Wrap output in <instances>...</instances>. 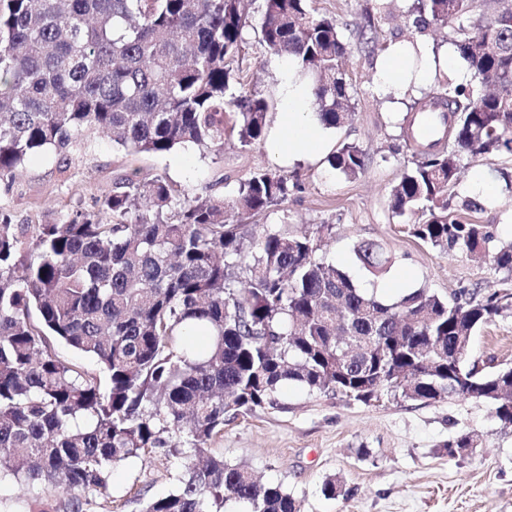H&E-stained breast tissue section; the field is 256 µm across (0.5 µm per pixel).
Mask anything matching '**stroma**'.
I'll list each match as a JSON object with an SVG mask.
<instances>
[{
  "instance_id": "1",
  "label": "stroma",
  "mask_w": 512,
  "mask_h": 512,
  "mask_svg": "<svg viewBox=\"0 0 512 512\" xmlns=\"http://www.w3.org/2000/svg\"><path fill=\"white\" fill-rule=\"evenodd\" d=\"M262 0L248 5L251 30L245 33L240 63L249 89L269 102L270 116L284 109L282 87L288 61L268 53L253 31ZM405 0H394L393 14L377 34L381 43L416 41L435 53H453L449 30L435 25L416 33L405 18ZM383 55L367 57L351 44L346 70L352 85L351 122L327 132L324 154L282 160L266 145L242 149L226 142L218 154H202L185 146L164 154H128L98 141L83 158L73 160L66 175L57 171L52 153L30 157L16 175L10 193L0 192V207L14 223L60 221L72 210L88 206L92 197L111 188L121 174L141 179L160 175L175 187L194 190L223 178L225 198H232L241 180L258 168L297 173L301 188L279 209L265 216L268 224H284L299 233L316 225H331L321 253L344 267L360 287L371 285L354 266L352 249L362 240L385 242L398 264L378 283L386 300H395L391 287L408 275L412 287L450 296L460 287L495 290L501 272L488 261L458 253L447 255L411 237L401 218L389 208V193L412 165V152L401 137V123L413 100H432L433 80L418 84L402 104L378 87L376 72ZM358 143L368 157L365 173L349 179L326 161L340 142ZM486 175L494 187L491 200L468 220L495 225L503 241L512 240V159L470 158L461 161L457 189L460 199L473 198L470 185ZM470 361L512 366V317L496 319L475 333ZM287 409L259 408L227 417L222 433L209 446L210 454L246 467L263 482L282 485L299 502L301 512H512V427L496 418L491 405L449 398L418 405L389 397L370 405L332 394H310L297 387L285 393ZM471 434L477 447L448 456L442 444ZM182 458L151 454L112 467L106 488L81 490L86 512H141L147 498L163 497L178 484ZM341 481L344 493L326 498L328 479ZM71 492L28 488L11 478L0 480V512H38L42 501L62 508Z\"/></svg>"
}]
</instances>
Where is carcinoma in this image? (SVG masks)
I'll return each mask as SVG.
<instances>
[{"instance_id": "cac0c4a2", "label": "carcinoma", "mask_w": 512, "mask_h": 512, "mask_svg": "<svg viewBox=\"0 0 512 512\" xmlns=\"http://www.w3.org/2000/svg\"><path fill=\"white\" fill-rule=\"evenodd\" d=\"M408 17L420 33L451 24L470 79L438 77L453 133L445 121L436 139H418L417 113L403 128L415 160L389 207L424 245L491 258L501 287L450 299L416 288L388 302L319 256L330 224L250 235L243 218L300 188L277 169L252 171L230 201L213 184L187 195L131 174L59 222L15 224L0 209L1 476L104 488L112 464L162 449L185 470L143 512H221L230 498L248 512H299L282 486L207 455L227 415L282 409L291 384L364 403L478 392L512 427V369L467 360L476 331L512 315V243L463 220L454 192L462 156L512 155V0H412ZM384 19L372 0L354 32L368 56ZM246 27L243 0H0V184L45 151L64 173L100 139L128 154L264 143L269 103L234 68ZM257 35L310 79L319 124L342 127L352 114L343 26L309 0H262ZM328 163L356 178L367 159L343 142ZM353 253L373 281L398 262L378 240ZM57 343L96 359L107 384ZM473 446L468 434L442 444L450 456Z\"/></svg>"}]
</instances>
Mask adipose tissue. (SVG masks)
<instances>
[{
	"mask_svg": "<svg viewBox=\"0 0 512 512\" xmlns=\"http://www.w3.org/2000/svg\"><path fill=\"white\" fill-rule=\"evenodd\" d=\"M434 58L423 54L413 61L404 47L394 46L386 55L377 74L378 85L385 90H402L408 72H415L417 80H424L434 68ZM308 85L296 77H289L284 88L285 110L281 112L274 129L272 149L288 157L310 156L324 144L325 133L321 125L310 117Z\"/></svg>",
	"mask_w": 512,
	"mask_h": 512,
	"instance_id": "obj_1",
	"label": "adipose tissue"
}]
</instances>
